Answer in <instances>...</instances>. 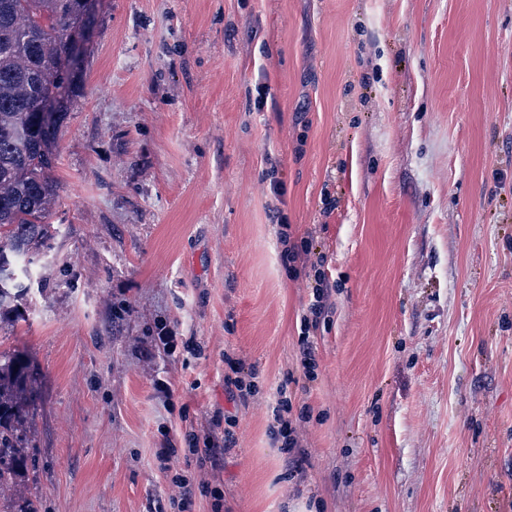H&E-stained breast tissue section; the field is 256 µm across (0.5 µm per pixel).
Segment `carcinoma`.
I'll return each mask as SVG.
<instances>
[{"mask_svg": "<svg viewBox=\"0 0 512 512\" xmlns=\"http://www.w3.org/2000/svg\"><path fill=\"white\" fill-rule=\"evenodd\" d=\"M92 0H0V318L28 293L31 265L56 236L57 141L78 73L65 63ZM43 376L20 350L0 351V512H37L22 482L34 467L32 424Z\"/></svg>", "mask_w": 512, "mask_h": 512, "instance_id": "obj_1", "label": "carcinoma"}]
</instances>
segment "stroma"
Listing matches in <instances>:
<instances>
[{
    "instance_id": "stroma-1",
    "label": "stroma",
    "mask_w": 512,
    "mask_h": 512,
    "mask_svg": "<svg viewBox=\"0 0 512 512\" xmlns=\"http://www.w3.org/2000/svg\"><path fill=\"white\" fill-rule=\"evenodd\" d=\"M58 152L0 330L44 376L37 512H173L156 454L198 473L217 415L223 512H512V0H97ZM285 228L336 286L312 381ZM292 404L287 398L283 397V392L278 391L275 398V406L273 407V423L270 426L271 434L277 441L281 442L284 450L288 451L289 448H299V432L300 424L306 419L307 415L304 411L300 412L297 418L292 416ZM233 438L224 431V448H219V443L213 434L208 433L205 441L203 442L204 448H199V442L196 440L192 444L191 451L193 454L201 455L208 460H216L219 453L228 451L231 444L234 443Z\"/></svg>"
}]
</instances>
